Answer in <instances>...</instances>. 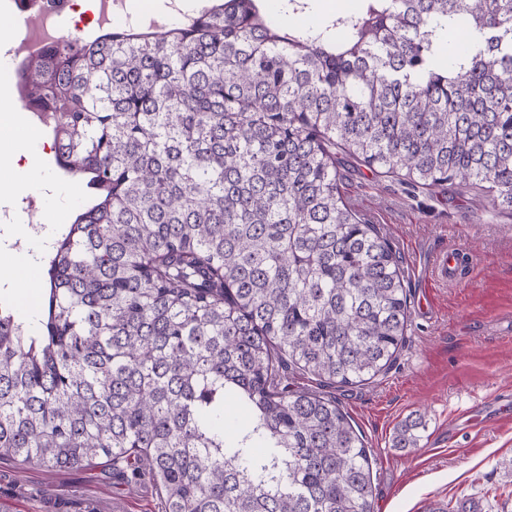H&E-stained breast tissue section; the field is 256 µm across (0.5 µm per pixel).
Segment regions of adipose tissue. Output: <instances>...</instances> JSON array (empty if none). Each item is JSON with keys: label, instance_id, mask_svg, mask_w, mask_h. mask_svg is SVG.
Instances as JSON below:
<instances>
[{"label": "adipose tissue", "instance_id": "1", "mask_svg": "<svg viewBox=\"0 0 512 512\" xmlns=\"http://www.w3.org/2000/svg\"><path fill=\"white\" fill-rule=\"evenodd\" d=\"M0 114L6 116V129L11 130L12 137L9 148L20 165L15 169L14 178L0 187V196L19 197L29 193L50 192L52 202L44 212L46 232L41 236H31L23 222L13 224L10 234L12 238L26 240L23 250L8 249L0 254V262L7 268L6 284L16 289L20 299L19 315L24 321H32L42 307V297L33 280V273L41 264V258L51 240V230L63 219L68 205L79 196L75 187H67L66 191L54 189V180L50 174L36 164L42 152L40 138L31 131L25 121L21 107L8 101H0Z\"/></svg>", "mask_w": 512, "mask_h": 512}]
</instances>
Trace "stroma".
Returning a JSON list of instances; mask_svg holds the SVG:
<instances>
[{
    "instance_id": "obj_1",
    "label": "stroma",
    "mask_w": 512,
    "mask_h": 512,
    "mask_svg": "<svg viewBox=\"0 0 512 512\" xmlns=\"http://www.w3.org/2000/svg\"><path fill=\"white\" fill-rule=\"evenodd\" d=\"M339 187L364 223L400 257L409 292L406 337L390 370L334 395L364 437L375 512H512V418L467 428L469 408L512 404V216L484 187L422 188L343 157ZM462 249L461 280L432 279V261ZM422 417L419 448L392 446L397 427ZM0 512H161L156 488L103 468L48 473L0 459Z\"/></svg>"
}]
</instances>
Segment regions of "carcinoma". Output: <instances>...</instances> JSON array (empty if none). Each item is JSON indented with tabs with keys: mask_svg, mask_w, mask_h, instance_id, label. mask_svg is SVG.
<instances>
[{
	"mask_svg": "<svg viewBox=\"0 0 512 512\" xmlns=\"http://www.w3.org/2000/svg\"><path fill=\"white\" fill-rule=\"evenodd\" d=\"M258 2L25 65L87 195L46 257L37 330L0 307V459L147 475L161 512H373L363 436L290 383L369 382L409 322L336 148L414 184L486 183L512 212V0H362L315 29ZM459 24L446 62L438 33ZM423 429L405 420L393 447Z\"/></svg>",
	"mask_w": 512,
	"mask_h": 512,
	"instance_id": "carcinoma-1",
	"label": "carcinoma"
}]
</instances>
